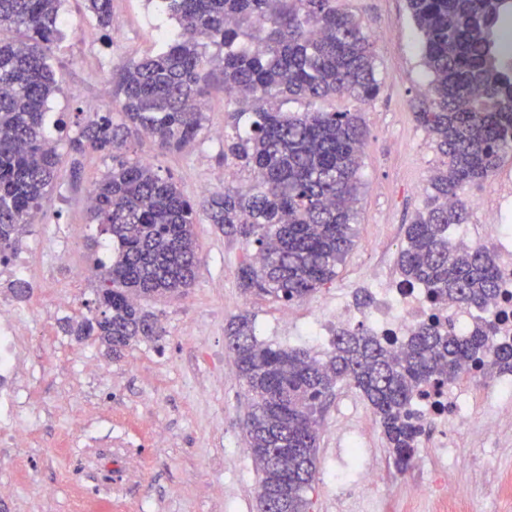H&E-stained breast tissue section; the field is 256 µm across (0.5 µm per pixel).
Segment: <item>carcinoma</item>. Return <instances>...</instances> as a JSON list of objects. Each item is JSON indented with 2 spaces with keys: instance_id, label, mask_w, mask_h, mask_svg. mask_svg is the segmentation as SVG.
Returning a JSON list of instances; mask_svg holds the SVG:
<instances>
[{
  "instance_id": "carcinoma-1",
  "label": "carcinoma",
  "mask_w": 512,
  "mask_h": 512,
  "mask_svg": "<svg viewBox=\"0 0 512 512\" xmlns=\"http://www.w3.org/2000/svg\"><path fill=\"white\" fill-rule=\"evenodd\" d=\"M189 35L118 69L123 98L69 140L112 158L91 190V219L108 260L93 259L94 302L62 330L95 336L109 356L160 336L148 302L184 294L195 282V224L241 237L248 247L240 286L285 304L304 301L336 278L354 246L367 129L359 112H290V101L343 95L364 105L381 91L374 45L336 0H162ZM62 0H0V261L53 189L60 156L47 147V102L57 91L50 53L63 38ZM432 76L415 118L440 156L425 201L406 231L402 281L428 289L434 302L483 308L497 296L500 268L491 248L453 242L468 224L461 197L486 183L512 153V61L501 50L512 0H407ZM100 30L112 27V0H86ZM219 63L235 103L224 162L252 174L245 190L226 188L194 202L172 176L128 155L132 132L160 149H180L204 130L207 71ZM481 321L467 335L422 323L400 354L393 338L362 325L344 328L318 355L258 342L252 319L228 326L225 347L250 396L243 431L258 473L259 512H309L323 401L347 382L373 408L396 466L412 465L424 424L410 411L417 392L447 387L470 364L482 375L512 372V342L495 341Z\"/></svg>"
}]
</instances>
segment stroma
I'll return each instance as SVG.
<instances>
[{
    "label": "stroma",
    "mask_w": 512,
    "mask_h": 512,
    "mask_svg": "<svg viewBox=\"0 0 512 512\" xmlns=\"http://www.w3.org/2000/svg\"><path fill=\"white\" fill-rule=\"evenodd\" d=\"M338 5L356 16L373 41L382 89L368 105L342 96L314 104L322 111L362 113L368 131L355 245L335 279L288 307L244 291L237 279L244 242L199 222L200 263L192 288L154 304L161 336L133 344L116 359L97 340L76 341L60 327L61 319L85 314L86 302L95 298V281L79 288L68 282L73 267L90 265L95 246L88 192L111 164L92 150L71 152L69 140L118 103L119 65L158 49L178 25L156 0H112L123 27L105 42L83 0H65L69 33L51 52L59 90L50 110L67 127L57 143V182L19 245L35 267L16 375L22 390L17 417L26 438L18 445L0 441V512H258V475L242 429L247 393L225 348V330L247 314L259 341L323 351L307 334L310 321L337 295L350 301L358 291L373 289L369 271L397 261L437 162L431 138L414 116L430 75L406 0ZM208 84L205 130L195 142L165 153L138 133L130 144L132 157L153 158L161 175L172 176L195 201L250 184L248 172L224 163L222 132L234 104L219 71L209 74ZM287 309L294 325L283 332L277 323ZM470 399L471 421L449 429V452L426 429L417 463L402 473L368 401L339 383L320 413L310 512H438L435 499L411 497L409 487L448 481L467 489L466 512H512V500L498 487L503 475H512V426H485L500 408L512 406V397L494 394L478 380ZM76 417L83 420L77 429L71 425ZM365 466L378 472L379 498L355 490L354 475Z\"/></svg>",
    "instance_id": "35a3bbf8"
}]
</instances>
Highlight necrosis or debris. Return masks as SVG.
Here are the masks:
<instances>
[{
  "instance_id": "necrosis-or-debris-1",
  "label": "necrosis or debris",
  "mask_w": 512,
  "mask_h": 512,
  "mask_svg": "<svg viewBox=\"0 0 512 512\" xmlns=\"http://www.w3.org/2000/svg\"><path fill=\"white\" fill-rule=\"evenodd\" d=\"M498 263L503 270L500 293L488 311L464 305L446 303L434 305L424 288L403 286L388 280L379 288L370 309L359 311L350 307L345 299H337L326 313L315 320L311 333L317 337L333 336L337 330L351 325H364L379 336H392L405 340L431 318L451 324L458 332H467L485 314L497 316V337H512V234L498 245ZM27 333L26 311L15 307L0 313V435L22 440L24 430L17 422L16 408L21 392L15 382L14 362L20 339ZM479 370L464 369L462 385H452L441 393H423L415 399V410L420 418L430 420L434 427L446 429L449 422L462 416L464 401L469 393L466 381L478 378Z\"/></svg>"
}]
</instances>
